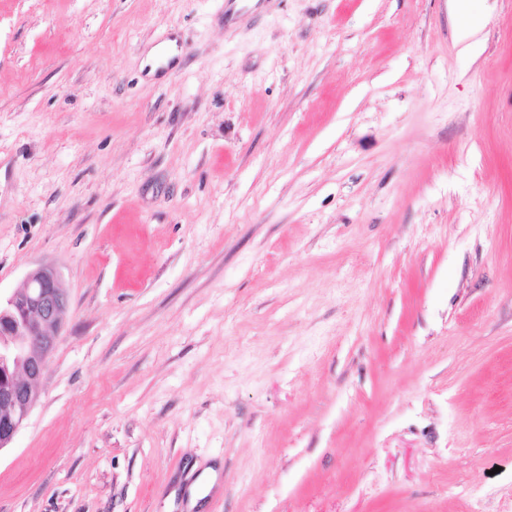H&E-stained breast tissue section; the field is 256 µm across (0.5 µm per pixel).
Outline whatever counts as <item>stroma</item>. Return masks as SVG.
Instances as JSON below:
<instances>
[{
    "label": "stroma",
    "mask_w": 512,
    "mask_h": 512,
    "mask_svg": "<svg viewBox=\"0 0 512 512\" xmlns=\"http://www.w3.org/2000/svg\"><path fill=\"white\" fill-rule=\"evenodd\" d=\"M42 264L0 512H512V0H0Z\"/></svg>",
    "instance_id": "stroma-1"
}]
</instances>
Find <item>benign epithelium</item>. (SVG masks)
Wrapping results in <instances>:
<instances>
[{
    "label": "benign epithelium",
    "mask_w": 512,
    "mask_h": 512,
    "mask_svg": "<svg viewBox=\"0 0 512 512\" xmlns=\"http://www.w3.org/2000/svg\"><path fill=\"white\" fill-rule=\"evenodd\" d=\"M68 294L56 269L39 266L0 301V450L21 430L61 333Z\"/></svg>",
    "instance_id": "obj_1"
}]
</instances>
